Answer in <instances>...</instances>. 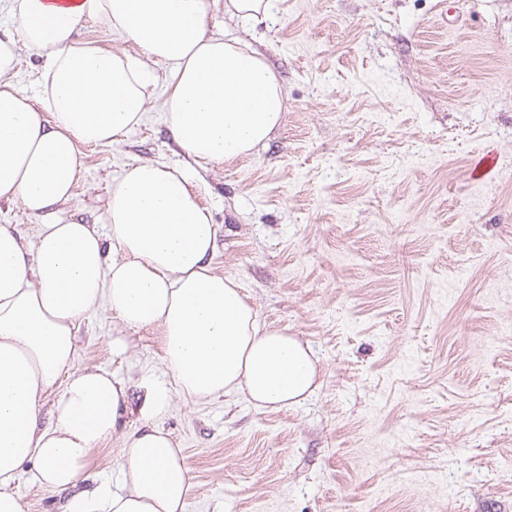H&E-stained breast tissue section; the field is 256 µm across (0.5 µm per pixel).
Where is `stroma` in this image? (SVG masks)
<instances>
[{"label":"stroma","instance_id":"1","mask_svg":"<svg viewBox=\"0 0 512 512\" xmlns=\"http://www.w3.org/2000/svg\"><path fill=\"white\" fill-rule=\"evenodd\" d=\"M211 23L283 86L266 146L188 157L154 63L145 119L83 146L54 215L102 224L126 166L188 169L219 227L215 271L314 352L315 388L288 408L170 391L153 422L191 465L184 512H512V0H277L256 26ZM487 150L500 172L477 185ZM76 347V368L115 373L130 401L169 381L160 330L108 306L79 320ZM121 447L102 443L77 490L118 487ZM14 490L25 512L67 498L31 467Z\"/></svg>","mask_w":512,"mask_h":512}]
</instances>
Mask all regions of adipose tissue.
I'll list each match as a JSON object with an SVG mask.
<instances>
[{"label": "adipose tissue", "mask_w": 512, "mask_h": 512, "mask_svg": "<svg viewBox=\"0 0 512 512\" xmlns=\"http://www.w3.org/2000/svg\"><path fill=\"white\" fill-rule=\"evenodd\" d=\"M15 33L0 36V201H20L43 224L34 248L0 224V512H24L13 486L33 465L37 480L67 493L63 512H183L190 468L153 424L169 390L204 400L233 392L255 407H285L313 390L311 348L260 325L233 279L212 259L218 226L185 172L128 166L112 186L104 221L51 222L84 172V144L105 145L146 111L149 63L171 75L168 129L194 159L252 154L280 125L284 91L251 46L213 32L216 10L268 19L275 0H9ZM131 41L139 56L76 37L86 21ZM44 61L36 96L8 81L16 49ZM107 303L129 329L159 327L171 387L150 385L143 422L124 430L125 383L78 370V320ZM56 394L50 422L41 401ZM123 434L117 490L75 492L91 454Z\"/></svg>", "instance_id": "adipose-tissue-1"}]
</instances>
